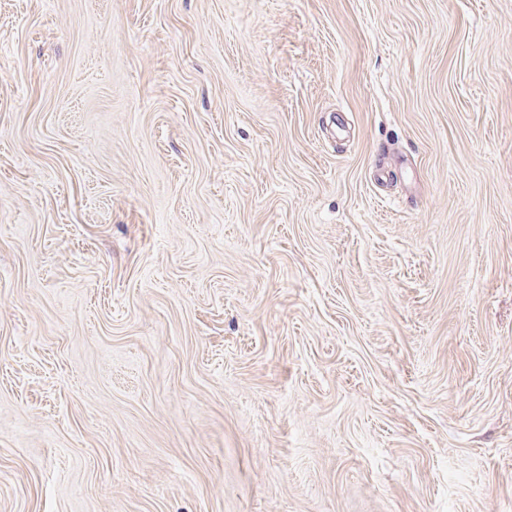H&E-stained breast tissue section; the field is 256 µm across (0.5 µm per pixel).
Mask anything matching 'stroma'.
Segmentation results:
<instances>
[{
  "label": "stroma",
  "instance_id": "1",
  "mask_svg": "<svg viewBox=\"0 0 512 512\" xmlns=\"http://www.w3.org/2000/svg\"><path fill=\"white\" fill-rule=\"evenodd\" d=\"M0 512H512V0H0Z\"/></svg>",
  "mask_w": 512,
  "mask_h": 512
}]
</instances>
